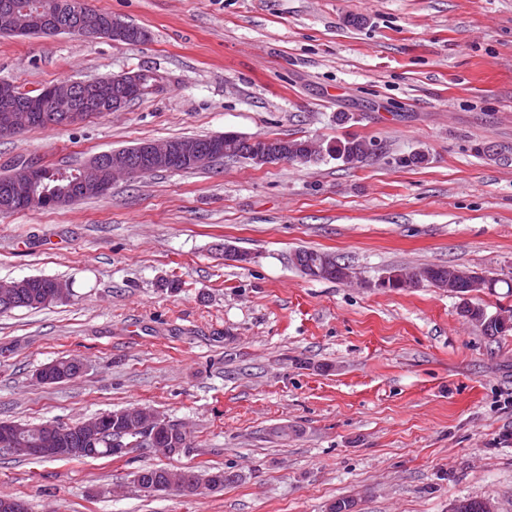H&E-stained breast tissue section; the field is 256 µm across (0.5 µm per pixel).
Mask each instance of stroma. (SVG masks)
Here are the masks:
<instances>
[{"label": "stroma", "instance_id": "stroma-1", "mask_svg": "<svg viewBox=\"0 0 512 512\" xmlns=\"http://www.w3.org/2000/svg\"><path fill=\"white\" fill-rule=\"evenodd\" d=\"M85 2L148 40L0 35V80L31 91L150 69L162 87L0 138V173L227 131L380 150L353 167L226 160L126 177L0 215V280L72 285L65 302L0 316V421L146 407L190 432L171 458L0 454V496L28 512H326L342 497L357 512L462 498L512 512V332L484 336L430 284L378 285L431 265L512 279V0ZM228 246L250 263L225 260ZM301 247L355 278L310 279L291 262ZM63 357L81 360L78 377L37 380ZM146 467L231 480L205 497L149 492L135 481Z\"/></svg>", "mask_w": 512, "mask_h": 512}]
</instances>
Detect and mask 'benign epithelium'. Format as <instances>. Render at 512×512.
<instances>
[{
  "label": "benign epithelium",
  "instance_id": "benign-epithelium-1",
  "mask_svg": "<svg viewBox=\"0 0 512 512\" xmlns=\"http://www.w3.org/2000/svg\"><path fill=\"white\" fill-rule=\"evenodd\" d=\"M48 20L43 10H38L20 18L15 13L0 14V24L22 31L29 23H41ZM69 31L90 33L104 36L114 42H130L131 27L117 17L104 21L103 17L91 10H83L76 16V22ZM162 84L159 75H152V81H145L136 72L122 75L97 77L88 80L64 79L49 88V104L45 105L36 100L19 105L8 83L0 84V112L5 115L0 123V131L16 133L33 124L38 113L53 109L64 113L65 123L74 125L83 120V112H96L100 105H105V111L118 112L127 106V101L135 94H146ZM139 155L144 167L156 170L171 167L175 163H184L196 168H205L224 159V151L219 146L204 145L194 140L175 143L171 140L163 142H147L140 146ZM112 171L113 177L124 176L131 171L126 156L114 155L108 157L98 154L91 157L79 167L76 173V191L69 195L101 196L106 194L107 186L104 181L105 172ZM44 169L40 164H23L11 172L12 184L0 196V211L9 212L14 206L15 196L32 197V188L41 180ZM68 432L57 422H46L40 426V433L33 448H25L28 455L50 459L67 458L73 455H85L100 443V434L94 429H86L80 437V447H65V435Z\"/></svg>",
  "mask_w": 512,
  "mask_h": 512
}]
</instances>
